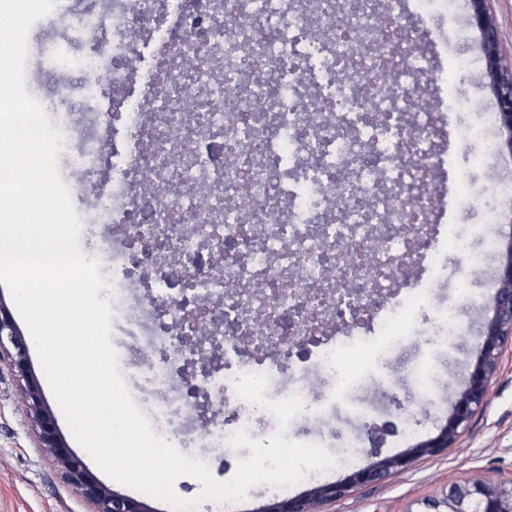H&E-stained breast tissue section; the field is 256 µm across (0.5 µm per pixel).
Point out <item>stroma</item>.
<instances>
[{
  "label": "stroma",
  "mask_w": 512,
  "mask_h": 512,
  "mask_svg": "<svg viewBox=\"0 0 512 512\" xmlns=\"http://www.w3.org/2000/svg\"><path fill=\"white\" fill-rule=\"evenodd\" d=\"M66 12L37 20L27 36L28 55L25 87L33 97L61 98L75 79L67 71L51 67L45 60V47L53 39L55 27L68 24L71 14L85 9V0H65ZM401 22L416 31V42L424 46L433 63L430 73L421 75V92H433L434 76L447 74L457 92L447 101L448 111L439 129L438 149L449 163L429 180L430 189L452 213L456 224L471 235L473 250L483 253L484 268L473 271L465 258L451 257L437 276L424 266H416L410 285L433 281V295L410 319L407 333L394 346L382 351L370 364L358 365L365 384L357 392L336 398L333 410L317 422L294 420L288 433L299 439H331L336 433L366 438V423L389 424L392 428L379 443L378 455L363 452L353 466L319 474L317 483L335 482L352 469L372 464L376 456H391L409 448L399 439L396 428L401 419L415 416L418 440L438 435L452 407L466 386L465 373L476 361L481 341L479 330L493 315L488 275L496 273L505 260L512 239L494 222L493 214L505 211L507 200L500 186L491 180L493 166L512 160V153L501 149L498 126L486 116L495 112L492 85L485 76L483 52L471 49L481 33L470 23L460 0H433L425 20L415 16L414 0H403ZM477 190L474 199L458 195V183ZM468 280L470 295L457 299V283ZM460 306V328L452 343L433 335L431 324L438 310L450 304ZM28 364L52 413L57 430L68 448L86 468L112 492L135 496L145 512H164L165 502L133 492L106 475L93 458L73 438L61 408L41 367L36 348L28 350ZM428 366L434 372L430 392L415 391L411 366ZM20 381L8 364L0 363V512H93V505L70 486L56 463L47 455L37 431L26 415L19 398ZM207 432L199 421H192L177 438V447L185 455L208 464L213 478L224 482L236 473L239 457L215 455L202 448ZM512 478V340L506 342L499 367L491 381L487 399L479 408L455 444L435 457L418 459L405 472L385 481L357 488L345 498L329 504L325 512H415L419 500L440 495L452 482L475 479Z\"/></svg>",
  "instance_id": "35a3bbf8"
}]
</instances>
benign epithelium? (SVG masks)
I'll return each mask as SVG.
<instances>
[{
  "instance_id": "benign-epithelium-1",
  "label": "benign epithelium",
  "mask_w": 512,
  "mask_h": 512,
  "mask_svg": "<svg viewBox=\"0 0 512 512\" xmlns=\"http://www.w3.org/2000/svg\"><path fill=\"white\" fill-rule=\"evenodd\" d=\"M464 8L481 32L486 77L495 91L496 121L503 134L501 146L512 153V68L501 63L499 26L486 0H464ZM497 281L493 316L486 324L478 346L477 363L465 389L454 403L447 424L435 438L419 442L404 453L356 469L342 481L318 485L306 497L277 500L262 512H317L319 505L342 499L355 487L378 483L392 472L407 469L415 459L437 455L450 447L459 430L483 404L502 344L506 337L512 335V246L506 261L498 268ZM211 318L208 305L197 306L187 312L186 320L192 332L186 337L187 342L196 345L205 342ZM7 343L14 349L12 366L17 376L24 380L20 398L25 403L27 415L40 431L42 448L62 468L67 480L96 506L95 512H144L137 500L117 495L99 482L60 439L39 386L28 376V340L17 330L9 309L0 304V348ZM423 507V512H512V485L481 479L463 484L451 483L442 496L424 500Z\"/></svg>"
}]
</instances>
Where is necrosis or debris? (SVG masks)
<instances>
[{"mask_svg": "<svg viewBox=\"0 0 512 512\" xmlns=\"http://www.w3.org/2000/svg\"><path fill=\"white\" fill-rule=\"evenodd\" d=\"M401 0H112L74 17L69 38L82 55L51 44L50 62L76 75L84 103L125 85L140 43L162 49L138 95L85 117L47 102L65 135L71 169L103 177L82 226L102 227L92 256L116 319L143 330L155 385L142 395L154 426L205 412L206 444L227 454L229 436L251 417L241 398L247 373L268 378L266 398L298 395L313 419L306 375L294 359L305 344L315 366L349 393L350 366L391 345L430 288L397 287L426 237L427 263L449 255L483 266L458 224H435L424 172L442 162L432 105L415 89L428 61L398 53L385 66L378 34ZM359 32L357 45L337 29ZM213 302L223 314L197 366L182 340L185 308ZM377 323L378 340L360 335Z\"/></svg>", "mask_w": 512, "mask_h": 512, "instance_id": "4bbe7bcc", "label": "necrosis or debris"}]
</instances>
